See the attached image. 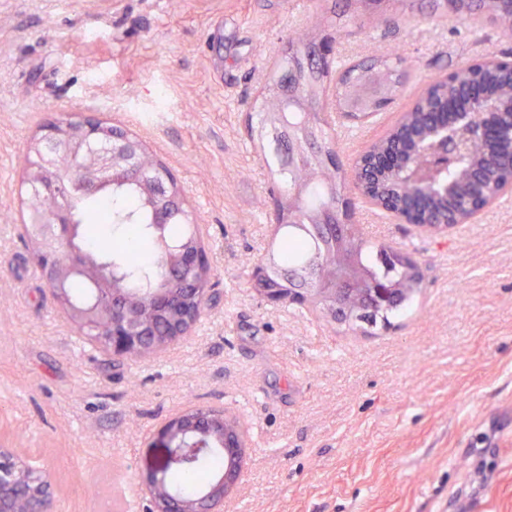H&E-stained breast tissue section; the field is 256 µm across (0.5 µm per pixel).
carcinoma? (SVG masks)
Returning <instances> with one entry per match:
<instances>
[{"label": "carcinoma", "mask_w": 512, "mask_h": 512, "mask_svg": "<svg viewBox=\"0 0 512 512\" xmlns=\"http://www.w3.org/2000/svg\"><path fill=\"white\" fill-rule=\"evenodd\" d=\"M434 2L446 16L512 30V0H461L459 9L448 7V0ZM314 44V37L306 31L288 38L278 54L276 70L269 77L259 107V126L264 130L262 141L266 143L265 163L287 182L288 188L298 184L305 188L292 221L277 225V243L265 257L274 266L264 287L311 288L310 302L325 316L352 329H373L390 323L392 313L411 305L422 287L423 277L408 263L403 251L368 240L360 225L345 227V234L338 237L334 229L320 224L330 210L340 208L344 191L355 177L353 165L335 170L326 166V156L337 155L339 151L324 129L320 112L329 88L336 111L343 112L357 103L361 111L375 113V100L395 98L407 82L408 72L401 59L387 52L346 64L336 72L330 66L317 69L309 58V48ZM476 81L484 84L491 101L509 111L512 83L480 61L431 80L421 90L415 105L404 110L403 127L426 125L429 113L445 110L450 96L464 98L465 87ZM157 163L158 159L147 150L140 158V177L119 176L97 195H75L69 202L76 224V243L85 261L79 271H62L67 288L57 306L81 307L91 300L94 290L102 287L111 288L122 297L112 312L100 309L93 316L78 320L82 332L91 340L101 336L109 317L117 315L123 302L129 301L139 311L150 351L165 341L183 311L192 307V295L186 289L211 282V269L184 268L177 260L180 249L195 246L199 216L185 208L175 209L163 229L154 224L156 202L150 185ZM470 164L471 161L464 160L439 176V184L433 188L434 199L429 201V207L436 209L435 218L444 217L446 210L467 206L468 189L462 179ZM483 167L484 186L493 194L508 172L489 162L483 163ZM93 172L87 154L80 148L52 167L44 165L41 146L37 138H32L23 172L27 211L46 214L58 204L56 198L35 190L38 183L73 180ZM444 182L454 185V193L448 198L440 191ZM370 192L379 198L406 202L416 188L402 173L379 172ZM90 224L108 225L111 242L95 244L85 232ZM378 282L394 288V298L387 303L372 304L367 300ZM161 289L182 298L181 304L167 312L160 311L154 296ZM224 464V451L215 449L189 467L170 471L172 489L185 498H195L224 474Z\"/></svg>", "instance_id": "1"}]
</instances>
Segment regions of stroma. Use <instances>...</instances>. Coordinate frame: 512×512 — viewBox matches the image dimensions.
Segmentation results:
<instances>
[{
  "label": "stroma",
  "instance_id": "1",
  "mask_svg": "<svg viewBox=\"0 0 512 512\" xmlns=\"http://www.w3.org/2000/svg\"><path fill=\"white\" fill-rule=\"evenodd\" d=\"M323 14L322 0H0V447L46 472L54 512H132L125 488L161 461L159 429L199 407L247 438L224 512H512V196L444 233L360 206L365 232L424 276L366 335L256 291L274 178L248 127L294 30L335 31V64L384 45L411 70L388 109L331 120L346 162L435 77L512 53V32L426 5L390 27ZM61 112L143 141L201 218L212 299L135 363L66 320L26 245L24 157Z\"/></svg>",
  "mask_w": 512,
  "mask_h": 512
}]
</instances>
